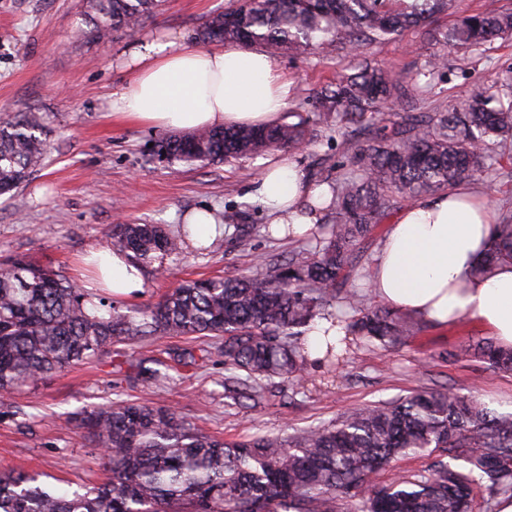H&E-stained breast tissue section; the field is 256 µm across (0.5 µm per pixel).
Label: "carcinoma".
<instances>
[{"label": "carcinoma", "instance_id": "1", "mask_svg": "<svg viewBox=\"0 0 512 512\" xmlns=\"http://www.w3.org/2000/svg\"><path fill=\"white\" fill-rule=\"evenodd\" d=\"M101 38L133 29L160 0H87ZM456 0H234L199 31L208 42L240 43L275 56L307 58L330 46L348 66L316 92L315 113L296 105L274 125L200 129L159 141L157 153L189 168L306 146L331 133L347 151L324 211L327 236L284 261L261 256L249 275L188 280L144 308L83 291L55 271L16 260L0 270V393H10L111 351L166 336L212 338L224 359L229 408L284 399L280 382L311 365L332 366L354 339L390 351L419 335L426 321L394 307L372 306L366 288L348 285L360 243L409 198L480 181L488 152L512 141V74L479 82L467 102L418 111L423 85L448 67L446 49L481 50L512 39V11L487 0L435 32L439 50L413 78L367 57L373 46L411 28L440 22ZM47 152L40 118L17 112L0 121V195L26 183ZM198 233L191 224L169 235L159 224H117L112 249L141 268L177 255ZM512 261V210L492 224L485 275ZM318 320L341 325L311 358L307 335ZM474 355L512 371V349L487 340ZM210 348L178 355L186 367L212 358ZM101 449L103 481L62 492L24 471L0 472V512H471L473 486L512 496V413H499L448 388H424L347 413L317 427L226 442L167 405L121 395L81 419ZM437 459L425 470L379 486L374 476L409 455Z\"/></svg>", "mask_w": 512, "mask_h": 512}]
</instances>
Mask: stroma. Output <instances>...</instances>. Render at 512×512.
Here are the masks:
<instances>
[{"instance_id": "1", "label": "stroma", "mask_w": 512, "mask_h": 512, "mask_svg": "<svg viewBox=\"0 0 512 512\" xmlns=\"http://www.w3.org/2000/svg\"><path fill=\"white\" fill-rule=\"evenodd\" d=\"M86 0H0V110L31 111L42 119L49 153L33 179L0 196V263L24 258L51 268L80 286L94 282L82 264L89 252L110 242L117 224H163L177 230L186 213L210 210L223 220L237 210L253 228L252 246L234 248L214 239L206 251L183 244L179 259L163 272L147 270L144 291L129 304L138 307L188 279L248 273L256 255H288L297 242L265 231L270 220L251 189L260 166L256 157L191 169L154 154L162 128L113 118V93L134 77L131 57L145 39L161 38L199 46L206 18L229 0H163L135 32L97 37L85 15ZM435 47L425 32L408 31L399 40L371 48L375 62L407 75L425 66ZM277 68L295 83V96L308 100L335 79L344 55L275 57ZM512 68V40L497 39L484 51L452 49L448 67L435 78L427 107L452 108L465 102L470 87L491 73ZM491 177L472 185L494 210L512 203V151L495 149ZM489 333L470 317L434 325L394 351L355 347L335 372L308 367L288 403L273 399L256 408L224 406V365L182 366V337L120 346L0 401V470L42 473L57 488L72 491L102 477L100 454L77 424L84 411L114 394L175 408L203 432L238 440L284 427L318 426L344 412L387 401L421 388L447 387L503 413H512V371L492 368L469 353ZM167 367L170 384L137 378L139 366ZM70 424H63V417Z\"/></svg>"}]
</instances>
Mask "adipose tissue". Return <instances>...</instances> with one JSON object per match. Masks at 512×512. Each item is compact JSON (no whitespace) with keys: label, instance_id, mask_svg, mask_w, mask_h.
Instances as JSON below:
<instances>
[{"label":"adipose tissue","instance_id":"adipose-tissue-1","mask_svg":"<svg viewBox=\"0 0 512 512\" xmlns=\"http://www.w3.org/2000/svg\"><path fill=\"white\" fill-rule=\"evenodd\" d=\"M129 90L113 93L114 116L163 129L195 131L279 119L294 83L259 49L197 48L155 39L133 56ZM252 197L272 223L289 224L295 237L318 223L307 203H328V185L306 180L287 157L262 160ZM492 223L488 201L464 188L415 198L389 227L368 276L373 295L424 320L448 324L468 316L512 347V261L483 277L481 262ZM87 263L113 296L133 298L144 289L141 271L123 253L91 252Z\"/></svg>","mask_w":512,"mask_h":512}]
</instances>
